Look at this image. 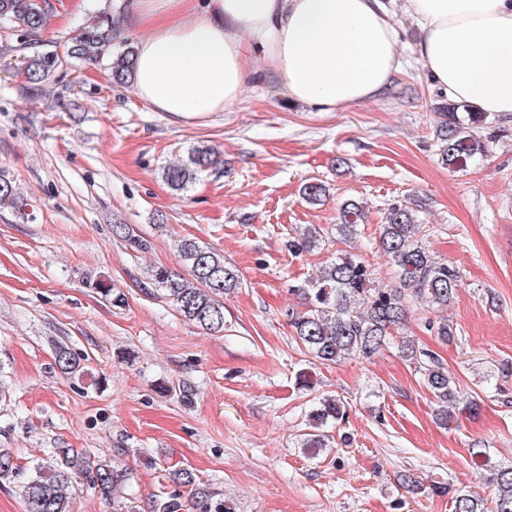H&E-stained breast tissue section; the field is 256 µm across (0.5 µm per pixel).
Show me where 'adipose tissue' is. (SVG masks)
Instances as JSON below:
<instances>
[{
  "mask_svg": "<svg viewBox=\"0 0 512 512\" xmlns=\"http://www.w3.org/2000/svg\"><path fill=\"white\" fill-rule=\"evenodd\" d=\"M414 52L455 101L512 115V0H406ZM146 36L133 89L152 111L199 121L233 106L254 55L278 95L322 112L374 100L400 66L381 0H136Z\"/></svg>",
  "mask_w": 512,
  "mask_h": 512,
  "instance_id": "adipose-tissue-1",
  "label": "adipose tissue"
}]
</instances>
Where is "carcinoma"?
<instances>
[{
    "label": "carcinoma",
    "mask_w": 512,
    "mask_h": 512,
    "mask_svg": "<svg viewBox=\"0 0 512 512\" xmlns=\"http://www.w3.org/2000/svg\"><path fill=\"white\" fill-rule=\"evenodd\" d=\"M45 19L40 0H0V25L15 28L27 38L44 27ZM118 37L119 21L108 11L99 12L78 29L67 43L64 55L55 51L38 55L26 63L24 74L29 83L38 86L67 59L99 61ZM134 54V47L127 45L112 56L109 71L113 84L126 86L132 82ZM460 108L462 105L454 102L438 108L445 117L437 134L441 159L450 168L464 166L486 152L484 143L459 117ZM221 164L223 159L218 151L210 146H197L188 151L187 159L165 167L163 178L171 190L181 193L201 173ZM302 196L307 203L318 205L326 196V186L307 182L302 187ZM25 206L19 187L9 173L0 168V208L19 212ZM364 218L361 203L354 200L342 203L336 224L337 236L350 237ZM421 232V222L414 208L396 204L387 209L384 222L379 225L378 241L397 274L392 285L381 284L375 270L358 255L339 250L311 280L292 288L293 295L305 301V309L288 312L295 340L323 363H336L348 356L370 358L387 345L392 330L403 324L410 301H424L434 310L448 307L457 292L459 272L452 264L440 262L430 254L419 238ZM115 234L137 250L148 248L147 240L134 234V229L126 224L116 225ZM322 242L321 232L309 229L302 235L288 237V252L296 255L312 251L320 248ZM176 251L183 271L152 267L146 272V278L185 319L206 332L224 331V296L239 288L238 270L224 261L222 253L191 239L179 240ZM86 287L113 306L125 303V294L114 288L104 275L87 280ZM426 324L436 330L442 342L454 340L447 318L428 317ZM400 353L424 376L435 399L436 419L441 424L446 426L457 414L474 409V401H461L455 382L434 353L416 347L411 340L401 341ZM54 356L56 366L68 378L80 380L88 374L82 358L68 346H55ZM344 417L346 407L341 400L318 402L309 413L316 432L308 434L306 445L323 447L324 434L319 429L341 422ZM471 456L490 472L494 486L490 501L449 485L436 486L432 491L450 495L453 512H512V465L493 464L483 448L471 449ZM18 470L12 449L0 448V481L14 478ZM84 474L90 477L95 492L106 501L123 497L132 480L128 469L86 449L51 448L48 457L37 464L35 476L24 486L27 512H72L73 480ZM170 477L175 484L189 488L193 507L199 512H233L227 501L211 502L208 491L197 484L193 470L177 469Z\"/></svg>",
    "instance_id": "1"
}]
</instances>
